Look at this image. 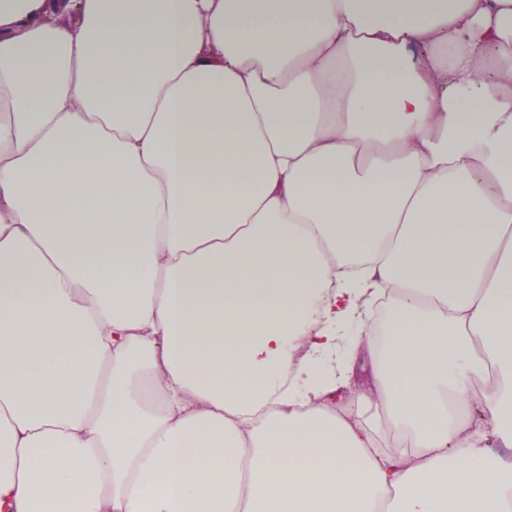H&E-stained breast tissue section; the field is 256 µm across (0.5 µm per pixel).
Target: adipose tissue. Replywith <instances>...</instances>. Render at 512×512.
Listing matches in <instances>:
<instances>
[{"label": "adipose tissue", "mask_w": 512, "mask_h": 512, "mask_svg": "<svg viewBox=\"0 0 512 512\" xmlns=\"http://www.w3.org/2000/svg\"><path fill=\"white\" fill-rule=\"evenodd\" d=\"M0 512H512V0H0Z\"/></svg>", "instance_id": "adipose-tissue-1"}]
</instances>
